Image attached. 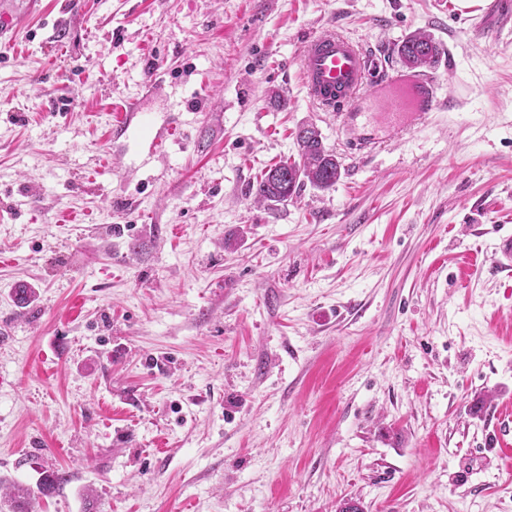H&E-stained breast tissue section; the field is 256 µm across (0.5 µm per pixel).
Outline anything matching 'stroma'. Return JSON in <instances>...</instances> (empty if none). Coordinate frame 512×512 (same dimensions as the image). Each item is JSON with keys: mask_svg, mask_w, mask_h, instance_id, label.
<instances>
[{"mask_svg": "<svg viewBox=\"0 0 512 512\" xmlns=\"http://www.w3.org/2000/svg\"><path fill=\"white\" fill-rule=\"evenodd\" d=\"M0 7V476L65 477L32 512H512V26L458 0ZM419 30L456 108L356 152L304 38L398 71ZM121 97L166 134L140 191ZM304 124L340 180L255 203ZM112 114V131L114 134L129 138L131 135L145 136L149 131L148 124L139 126L133 124L134 113L137 112L132 104L125 105L122 101L115 102Z\"/></svg>", "mask_w": 512, "mask_h": 512, "instance_id": "1", "label": "stroma"}]
</instances>
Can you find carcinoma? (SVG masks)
<instances>
[{"label": "carcinoma", "mask_w": 512, "mask_h": 512, "mask_svg": "<svg viewBox=\"0 0 512 512\" xmlns=\"http://www.w3.org/2000/svg\"><path fill=\"white\" fill-rule=\"evenodd\" d=\"M441 54V45L425 32L408 35L397 45V55L408 69L434 64ZM299 160L282 161L268 168L252 186L255 199L273 207L288 201L308 184L316 189L329 190L341 178V164L328 150L321 132L313 125H304L296 133ZM13 491L0 497V512H29V488L12 483Z\"/></svg>", "instance_id": "carcinoma-1"}]
</instances>
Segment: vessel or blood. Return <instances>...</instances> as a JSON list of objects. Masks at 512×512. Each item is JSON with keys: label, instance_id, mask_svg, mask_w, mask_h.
Returning a JSON list of instances; mask_svg holds the SVG:
<instances>
[{"label": "vessel or blood", "instance_id": "vessel-or-blood-1", "mask_svg": "<svg viewBox=\"0 0 512 512\" xmlns=\"http://www.w3.org/2000/svg\"><path fill=\"white\" fill-rule=\"evenodd\" d=\"M301 74L310 100L353 133V147L359 151H372L383 141L376 131L377 115L370 108L377 90L391 91L384 113L395 135L424 121L430 113L455 104L454 99L439 95L434 75L381 69L364 47L333 32L307 37L301 53ZM133 118L132 105L114 103L113 133L124 137L147 135L148 125H134Z\"/></svg>", "mask_w": 512, "mask_h": 512}]
</instances>
